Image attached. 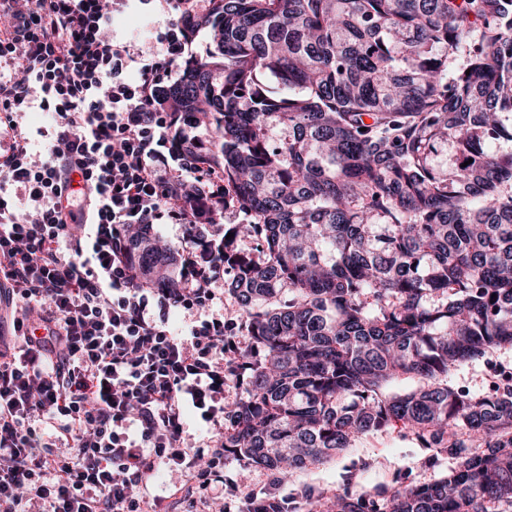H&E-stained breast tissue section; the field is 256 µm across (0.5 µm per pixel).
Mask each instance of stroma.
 Masks as SVG:
<instances>
[{"mask_svg": "<svg viewBox=\"0 0 512 512\" xmlns=\"http://www.w3.org/2000/svg\"><path fill=\"white\" fill-rule=\"evenodd\" d=\"M170 16L158 9L145 13L126 10L115 17L112 33L118 39L140 48L154 46L157 32L168 25ZM498 365L512 366V348L494 350L485 358L467 362L453 371L451 384L480 393L486 389V377ZM453 461L447 455H431L420 448L415 438L404 431L373 433L356 441L353 448L327 464L289 473L275 488L288 496L290 512H308L310 500L343 491L358 492L375 486L416 485L446 475ZM268 474L255 467L228 461L224 464V488L241 503L246 493L265 488Z\"/></svg>", "mask_w": 512, "mask_h": 512, "instance_id": "obj_1", "label": "stroma"}]
</instances>
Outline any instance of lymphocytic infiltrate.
Instances as JSON below:
<instances>
[{"instance_id": "1", "label": "lymphocytic infiltrate", "mask_w": 512, "mask_h": 512, "mask_svg": "<svg viewBox=\"0 0 512 512\" xmlns=\"http://www.w3.org/2000/svg\"><path fill=\"white\" fill-rule=\"evenodd\" d=\"M129 2L0 0V512H154L163 469L184 512L224 499V402L240 388L224 342L243 332L214 308L224 242L185 246L173 287L130 249L143 224L218 223L224 176L183 155L160 95L188 34L171 21L150 53L115 40ZM34 108L54 124H21Z\"/></svg>"}]
</instances>
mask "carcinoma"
<instances>
[{
  "label": "carcinoma",
  "mask_w": 512,
  "mask_h": 512,
  "mask_svg": "<svg viewBox=\"0 0 512 512\" xmlns=\"http://www.w3.org/2000/svg\"><path fill=\"white\" fill-rule=\"evenodd\" d=\"M182 23L211 43L162 95L209 117L206 163L252 217L225 229L224 460L285 476L399 429L448 475L311 512H512V377L448 383L512 346V0H210ZM135 247L151 274L177 254L148 224ZM497 365L512 368V348L496 349L483 359L461 365L448 376V382L465 387L472 393H481L486 389V376Z\"/></svg>",
  "instance_id": "obj_1"
}]
</instances>
